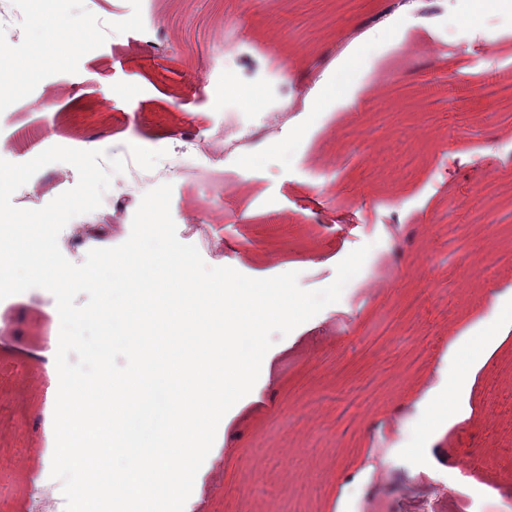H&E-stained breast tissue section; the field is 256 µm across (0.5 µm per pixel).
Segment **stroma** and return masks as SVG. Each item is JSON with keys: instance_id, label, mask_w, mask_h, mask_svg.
Wrapping results in <instances>:
<instances>
[{"instance_id": "obj_1", "label": "stroma", "mask_w": 512, "mask_h": 512, "mask_svg": "<svg viewBox=\"0 0 512 512\" xmlns=\"http://www.w3.org/2000/svg\"><path fill=\"white\" fill-rule=\"evenodd\" d=\"M432 18L406 20L381 31L360 21L378 0H45L74 26L45 43L63 64L40 70L12 114L0 118V141L49 129L41 153L47 164L28 166L18 150H0V168L14 171L0 212L26 213L70 202L68 221L52 224V263L59 269H97L106 246L74 249L78 223L94 217L105 197L127 189L117 161L138 156L136 222L125 235H145L158 210L169 220L164 237L192 261L288 284L309 302L308 316L290 327H267L280 386L271 411L245 408L243 448L224 475L206 477L205 512H325L340 497V512H357L369 487L360 471L376 458L386 482L373 493L376 512H397L403 485L442 475L451 484L474 478L466 492L437 499L438 512H479L484 486L498 488L500 512H512V353H498L483 370L481 419L448 435L456 465L445 467L406 451L416 436L407 408L412 392L438 383L437 368L463 325L480 332L490 316V289L512 279V140L500 121L512 115V9L482 0L475 21L430 0ZM114 19L112 35L91 50L72 49L81 20ZM178 28L175 45L159 44L154 17ZM236 24L241 38L225 44ZM321 66L326 82L348 73L335 97L309 103L310 87L284 75L283 56ZM443 83L438 96L422 94L424 81ZM234 91H227L226 82ZM321 113L309 130L281 126L276 137L256 140L247 159L215 162L213 172L168 186L156 181L175 138L213 141L235 126H254L282 101ZM106 141L85 149L86 128ZM208 224L219 263L195 251L184 214ZM384 224L403 226L407 258L369 248ZM325 275L324 288L307 278ZM45 282L30 278L23 296L0 307V512H50L71 498L61 481L62 461L46 415L48 378L31 358L56 323L85 318L82 341L57 355L56 378L94 374L89 349L101 339L97 321L104 294L73 286L39 295ZM403 405L400 416L389 410ZM477 458L475 468L463 459ZM43 477L30 482L21 462Z\"/></svg>"}]
</instances>
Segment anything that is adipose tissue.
<instances>
[{"label": "adipose tissue", "instance_id": "ef3b65f1", "mask_svg": "<svg viewBox=\"0 0 512 512\" xmlns=\"http://www.w3.org/2000/svg\"><path fill=\"white\" fill-rule=\"evenodd\" d=\"M41 212L13 223V248L0 254V278L17 283L43 274L48 285L104 290L103 335L124 343L133 369L96 383L70 378L52 432L77 476V512H193L203 472L233 457L241 442L229 433L231 409L257 399L270 380L272 353L258 334L261 322L303 318L308 304L287 285L222 272L206 282L190 276V259L174 244L150 235L139 249L107 259L109 273L52 266ZM512 283L491 290L495 321L458 350L455 375L464 403L441 396L421 406L414 455L443 445L450 424L473 418L470 397L479 373L512 334Z\"/></svg>", "mask_w": 512, "mask_h": 512}]
</instances>
